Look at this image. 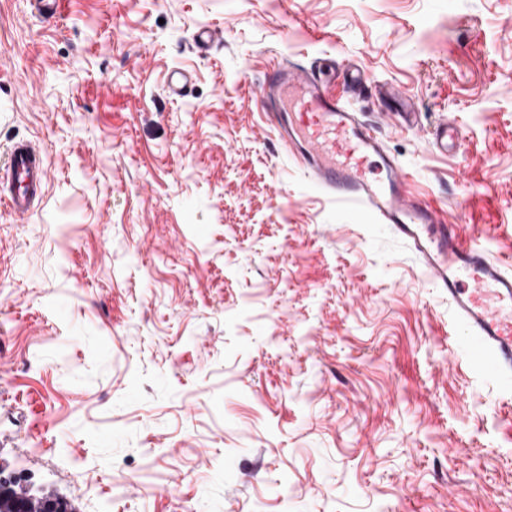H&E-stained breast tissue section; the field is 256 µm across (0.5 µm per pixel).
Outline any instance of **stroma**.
<instances>
[{
    "instance_id": "obj_1",
    "label": "stroma",
    "mask_w": 512,
    "mask_h": 512,
    "mask_svg": "<svg viewBox=\"0 0 512 512\" xmlns=\"http://www.w3.org/2000/svg\"><path fill=\"white\" fill-rule=\"evenodd\" d=\"M329 53L411 188L512 263V0H0V177L20 141L48 168L0 208L1 468L79 512H512V378L275 130L267 68ZM465 140L463 129L454 123L439 124L433 132V146L441 153L458 150Z\"/></svg>"
}]
</instances>
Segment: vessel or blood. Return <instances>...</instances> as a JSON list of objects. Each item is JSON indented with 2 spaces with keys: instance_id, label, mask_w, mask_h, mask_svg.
<instances>
[{
  "instance_id": "b4317fda",
  "label": "vessel or blood",
  "mask_w": 512,
  "mask_h": 512,
  "mask_svg": "<svg viewBox=\"0 0 512 512\" xmlns=\"http://www.w3.org/2000/svg\"><path fill=\"white\" fill-rule=\"evenodd\" d=\"M361 82L360 74H352L338 92L303 65L274 66L265 88L280 139L295 146L322 193L367 209L374 223L391 225L413 245L470 337L472 359L487 373L511 376L512 271L492 260L480 241L463 239L455 225L444 224L430 201L410 193L408 173L387 153L376 126L349 104ZM464 140L454 123L439 124L433 132V146L442 153L458 150ZM46 181L40 151L28 142L13 144L0 206L22 217L30 214Z\"/></svg>"
}]
</instances>
